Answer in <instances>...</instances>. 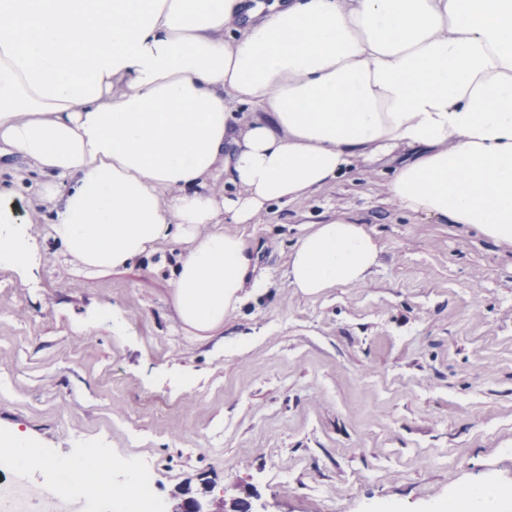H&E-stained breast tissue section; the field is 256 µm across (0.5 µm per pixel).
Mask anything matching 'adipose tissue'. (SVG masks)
Returning <instances> with one entry per match:
<instances>
[{
	"label": "adipose tissue",
	"mask_w": 512,
	"mask_h": 512,
	"mask_svg": "<svg viewBox=\"0 0 512 512\" xmlns=\"http://www.w3.org/2000/svg\"><path fill=\"white\" fill-rule=\"evenodd\" d=\"M396 148L403 210L512 244V0H0V151L39 173L51 237L84 271L183 244L172 299L196 336L255 269L224 225ZM14 194L0 181V264L24 269L18 224L39 213L19 218ZM378 255L358 218L326 219L288 280L317 295Z\"/></svg>",
	"instance_id": "adipose-tissue-1"
}]
</instances>
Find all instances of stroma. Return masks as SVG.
<instances>
[{
	"instance_id": "stroma-1",
	"label": "stroma",
	"mask_w": 512,
	"mask_h": 512,
	"mask_svg": "<svg viewBox=\"0 0 512 512\" xmlns=\"http://www.w3.org/2000/svg\"><path fill=\"white\" fill-rule=\"evenodd\" d=\"M392 162L228 225L259 289L203 339L174 309L164 246L108 274L80 271L45 224L36 267L0 266V448L15 431L48 468L88 448L126 460L161 512L185 496L256 512H445L487 487L512 512V245L390 201ZM0 179L30 167L0 156ZM356 216L381 248L357 285L307 297L289 255L309 223ZM125 326L111 331L113 321Z\"/></svg>"
}]
</instances>
